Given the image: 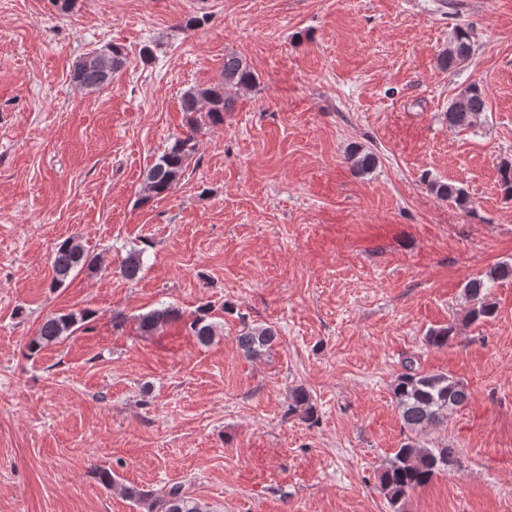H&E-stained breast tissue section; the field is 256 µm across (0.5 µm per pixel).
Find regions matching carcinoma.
Returning <instances> with one entry per match:
<instances>
[{"mask_svg": "<svg viewBox=\"0 0 512 512\" xmlns=\"http://www.w3.org/2000/svg\"><path fill=\"white\" fill-rule=\"evenodd\" d=\"M474 41L466 26L453 31L446 47L439 55V65L444 69H457L460 60L473 54ZM108 62L107 67L96 63L92 54L85 53L75 63L73 82L83 90L95 91L109 84L112 75L127 64L123 50L108 46L97 50ZM255 83V74L249 64L239 56L224 57L221 79L213 85L189 89L183 96L182 110L191 114L189 130L176 136L147 169L143 180L144 197L165 198L178 186L186 169V163L197 150V136L203 128H214L224 124V113L233 109L236 95ZM461 100L448 102V127L453 130H470L481 124L487 109L483 88L473 82L460 90ZM352 168L364 173L375 164L370 152L357 151L349 156ZM433 192L440 198L454 201L464 210L469 209L470 197L464 188L453 183H435ZM144 250H131L123 259L119 272L127 281L139 278L143 269ZM90 258L81 242L67 239L56 244L51 254L52 283L58 288L65 284L73 273L92 268ZM512 278V264L501 263L482 277L469 280L464 293L471 303L464 320L476 323L496 314V303L492 300V288L505 279ZM179 310L167 305L155 308L138 317L141 333L153 334L180 319ZM89 320L86 312L49 315L44 318L37 333L28 343V350L35 353L45 346L57 343L72 335ZM188 330L197 342L206 345L217 335L218 326L211 321L210 309L199 308L188 323ZM458 323L432 328L425 336L429 346L441 348L457 338ZM278 340L277 331L270 326L246 324L237 336L240 350L248 357H258ZM392 394L404 427L411 433L421 432L430 426L446 423L448 417L464 406L470 397L466 385L444 373H422L408 360L404 372L398 374L392 385ZM302 413V419L314 418L315 406L311 396L302 387L288 393V413ZM456 463V449L443 444L429 446L412 437L397 449L393 458L379 475L380 489L392 512H403V504L409 493L428 485L437 473ZM126 497L147 506V512H209L207 506L189 497L180 484H171L159 491L126 486Z\"/></svg>", "mask_w": 512, "mask_h": 512, "instance_id": "cac0c4a2", "label": "carcinoma"}]
</instances>
